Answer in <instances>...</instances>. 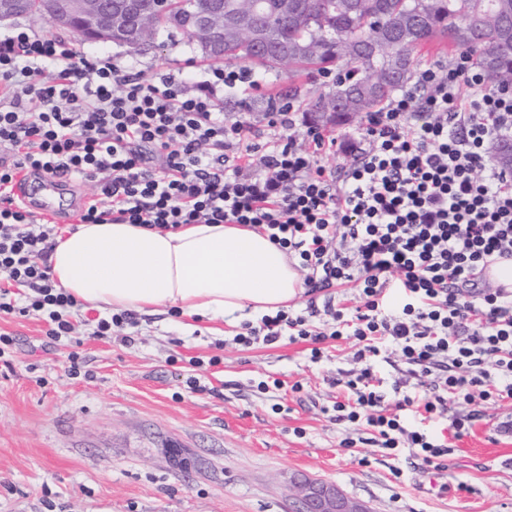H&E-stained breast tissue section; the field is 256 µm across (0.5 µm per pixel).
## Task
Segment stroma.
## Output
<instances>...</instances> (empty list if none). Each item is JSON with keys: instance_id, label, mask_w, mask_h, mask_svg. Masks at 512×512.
<instances>
[{"instance_id": "35a3bbf8", "label": "stroma", "mask_w": 512, "mask_h": 512, "mask_svg": "<svg viewBox=\"0 0 512 512\" xmlns=\"http://www.w3.org/2000/svg\"><path fill=\"white\" fill-rule=\"evenodd\" d=\"M17 24L147 74L187 78L208 64L177 30L133 49L78 42L37 17ZM328 89L323 76L284 71L258 91L235 92L224 119L250 126L262 143L274 134L266 101L292 97L301 107L292 134L302 143L312 126L309 99ZM358 299L350 281L303 293L297 309L319 324L326 303ZM136 321L112 339L81 324L56 343L38 316L0 317V332L16 339L11 365L0 362V512H291L301 475L337 485L372 512H512V438L497 429L512 420V403L486 405L484 420L454 441L442 475L406 463L397 481L375 446L327 412L359 367L348 341L328 342L315 363L301 343L235 345V327L221 320L168 310ZM71 353L83 357L85 374H69ZM213 355L219 366L189 363ZM271 377L285 389L258 391ZM294 383L301 392L291 391ZM461 480L468 491H456Z\"/></svg>"}]
</instances>
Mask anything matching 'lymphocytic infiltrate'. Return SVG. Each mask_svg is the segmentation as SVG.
<instances>
[{"mask_svg": "<svg viewBox=\"0 0 512 512\" xmlns=\"http://www.w3.org/2000/svg\"><path fill=\"white\" fill-rule=\"evenodd\" d=\"M258 88L245 69H200L194 81L80 53L71 42L15 29L0 36V314L40 313L54 341L73 336L78 300L57 287L49 257L57 225L13 198L18 177L94 183L81 224H242L298 259L310 291L357 281L351 313L328 307L317 328L281 310L244 323L236 344L346 338L361 366L335 401L337 420L362 427L384 456L437 475L449 438L469 434L484 407L512 401V292L489 287L488 257L512 256V172L485 164L512 131V83L491 84L468 53L427 66L367 114V149L343 178L320 165L337 139L291 134L300 107L275 102L278 137L249 143L224 120L229 88ZM161 156V169L152 166ZM401 309L388 308L390 281ZM396 355L421 394L386 401L375 359ZM450 419V437L424 424Z\"/></svg>", "mask_w": 512, "mask_h": 512, "instance_id": "obj_1", "label": "lymphocytic infiltrate"}]
</instances>
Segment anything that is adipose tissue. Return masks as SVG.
Here are the masks:
<instances>
[{
    "mask_svg": "<svg viewBox=\"0 0 512 512\" xmlns=\"http://www.w3.org/2000/svg\"><path fill=\"white\" fill-rule=\"evenodd\" d=\"M58 287L101 311L151 315L164 306L236 324L288 308L302 280L287 254L238 224L151 231L134 224H81L58 236L49 258Z\"/></svg>",
    "mask_w": 512,
    "mask_h": 512,
    "instance_id": "adipose-tissue-1",
    "label": "adipose tissue"
}]
</instances>
